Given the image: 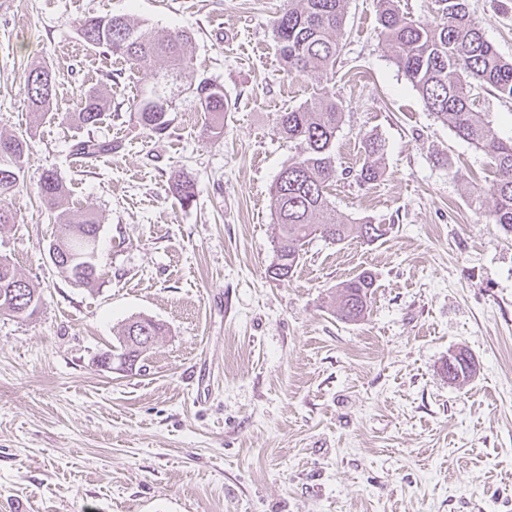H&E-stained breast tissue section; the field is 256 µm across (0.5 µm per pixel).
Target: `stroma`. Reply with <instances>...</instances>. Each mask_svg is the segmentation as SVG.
Masks as SVG:
<instances>
[{
    "label": "stroma",
    "instance_id": "1",
    "mask_svg": "<svg viewBox=\"0 0 512 512\" xmlns=\"http://www.w3.org/2000/svg\"><path fill=\"white\" fill-rule=\"evenodd\" d=\"M286 0H0V135L24 137L23 176L0 258L41 292L37 317L0 313V512H512V234L483 223L488 156L424 107L380 40L377 0H347L333 79H292L271 29ZM485 38L512 57V10L470 0ZM91 15L158 34L184 30L194 57L163 135L136 108L154 69L90 48ZM56 74L46 112L24 86ZM223 86L224 133L205 131L188 87ZM111 99L102 124L72 118L84 91ZM345 105L329 197L384 225L365 244L312 239L276 280L270 190L296 155L278 112L321 89ZM385 144L363 185V137ZM112 145L89 159L77 142ZM72 209L101 220L93 288L47 254L58 232L43 171ZM194 180L191 205L171 190ZM371 271L365 318L335 313L337 286ZM162 323L141 368L101 367L124 324ZM476 373L452 384L449 354Z\"/></svg>",
    "mask_w": 512,
    "mask_h": 512
}]
</instances>
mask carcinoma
I'll list each match as a JSON object with an SVG mask.
<instances>
[{"label":"carcinoma","mask_w":512,"mask_h":512,"mask_svg":"<svg viewBox=\"0 0 512 512\" xmlns=\"http://www.w3.org/2000/svg\"><path fill=\"white\" fill-rule=\"evenodd\" d=\"M346 0H288L273 21L272 32L285 72L292 78L326 76L336 67L341 48L336 39L345 17ZM380 36L390 58L422 99L425 107L459 138L487 153L495 166L496 180L488 189L493 205L486 223L498 224L512 234V137L498 135L486 115L477 110L473 90L478 87L512 100V59L502 57L472 22L468 0H435L436 17L430 23L412 20L400 11L396 0H378ZM79 36L89 46L132 61L143 67L161 62L163 71L155 86L145 91L138 112L141 124L162 135L169 127L172 107L170 89L177 85L193 60V40L186 32L155 35L123 16H92L79 27ZM56 79L46 66L29 72L26 95L37 112L47 110L55 96ZM196 109L207 115L206 131L218 136L224 131V112L229 102L224 87L208 79L192 90ZM108 110L103 90H88L80 100L75 120L82 126L99 124ZM344 113L343 102L327 90L310 103L278 113L276 128L283 138L300 145V151L285 165L270 192L274 225L275 260L269 273L278 280L293 276L302 259V247L320 236L340 243L358 238L372 244L387 229L370 221H352L338 213L328 199L336 177L334 146ZM10 151H0V224H11L15 215L8 199L18 186L24 162V139L0 137ZM365 162L354 180L372 184L382 176L380 159L384 145L376 137L362 140ZM112 150V144L84 140L77 151L87 157ZM172 190L183 206L196 196L195 183L181 175L173 177ZM38 193L59 224L51 242L62 255L56 265L62 273L91 286L100 274L96 260V234L100 221L91 210L74 215L65 207L66 188L51 170L44 171ZM375 278L367 270L338 284L336 317L347 323L362 319L369 306ZM34 287L7 261H0V312L17 315L14 290ZM162 326L148 318L125 324L119 346L112 354L123 359L127 337L142 333L156 337Z\"/></svg>","instance_id":"obj_1"}]
</instances>
